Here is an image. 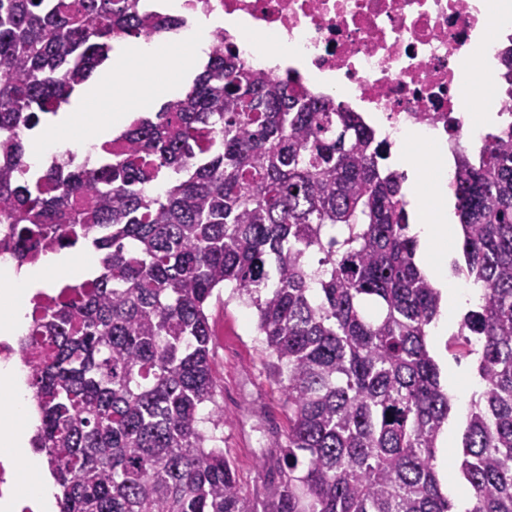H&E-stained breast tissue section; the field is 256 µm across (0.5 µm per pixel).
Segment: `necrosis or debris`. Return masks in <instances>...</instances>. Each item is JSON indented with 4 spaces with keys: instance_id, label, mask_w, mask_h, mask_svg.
Returning <instances> with one entry per match:
<instances>
[{
    "instance_id": "4bbe7bcc",
    "label": "necrosis or debris",
    "mask_w": 512,
    "mask_h": 512,
    "mask_svg": "<svg viewBox=\"0 0 512 512\" xmlns=\"http://www.w3.org/2000/svg\"><path fill=\"white\" fill-rule=\"evenodd\" d=\"M491 0H182L190 13L239 23L237 53L263 71L261 35L287 37L307 54V66L336 79L334 93L388 134L414 131L458 151L462 137L483 138L466 126L463 103L473 92L512 123V97L502 96L500 71L475 68L498 55L493 38L502 20Z\"/></svg>"
}]
</instances>
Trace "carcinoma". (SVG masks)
<instances>
[{
    "instance_id": "1",
    "label": "carcinoma",
    "mask_w": 512,
    "mask_h": 512,
    "mask_svg": "<svg viewBox=\"0 0 512 512\" xmlns=\"http://www.w3.org/2000/svg\"><path fill=\"white\" fill-rule=\"evenodd\" d=\"M139 0H0V218L33 265L89 242L90 283L35 317L37 439L58 512H454L436 469L452 400L428 350L441 292L417 263L404 177L357 112L248 68L220 39L188 90L94 164L27 173L20 137L57 115L112 41L178 30ZM467 283L454 345L477 356L464 417L465 512H512V125L460 152L450 186ZM229 288L277 360L288 431L242 492L207 306ZM393 420H388V417Z\"/></svg>"
}]
</instances>
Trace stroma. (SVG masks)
Listing matches in <instances>:
<instances>
[{"label":"stroma","instance_id":"1","mask_svg":"<svg viewBox=\"0 0 512 512\" xmlns=\"http://www.w3.org/2000/svg\"><path fill=\"white\" fill-rule=\"evenodd\" d=\"M216 344L212 370L220 392L217 401L224 409V423L215 430L225 456L233 461L244 491L265 496L259 461L266 452L272 431L286 432L288 410L275 380L271 360L256 331V312L220 291L208 309ZM457 321H450L446 335L429 339L428 348L442 377H453L461 397L454 402L448 421V444L438 449L436 466L442 490L458 512L469 505V495L458 480L457 452L469 388L477 381L474 357L455 358L448 348Z\"/></svg>","mask_w":512,"mask_h":512}]
</instances>
